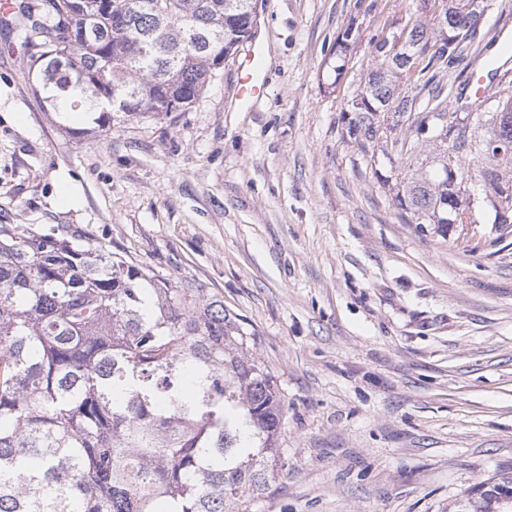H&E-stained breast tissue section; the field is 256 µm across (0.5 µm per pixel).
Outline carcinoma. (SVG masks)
<instances>
[{"mask_svg": "<svg viewBox=\"0 0 512 512\" xmlns=\"http://www.w3.org/2000/svg\"><path fill=\"white\" fill-rule=\"evenodd\" d=\"M482 3L410 16L402 43L372 36L341 115L407 223L445 242L453 224L512 227V67L488 70L481 99L443 83ZM256 21L257 0H27L14 26L51 105L104 124L185 111ZM284 417L223 299L81 230L0 223V512H241L282 471ZM504 488L478 482L465 512H512Z\"/></svg>", "mask_w": 512, "mask_h": 512, "instance_id": "1", "label": "carcinoma"}]
</instances>
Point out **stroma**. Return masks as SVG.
Masks as SVG:
<instances>
[{"label":"stroma","mask_w":512,"mask_h":512,"mask_svg":"<svg viewBox=\"0 0 512 512\" xmlns=\"http://www.w3.org/2000/svg\"><path fill=\"white\" fill-rule=\"evenodd\" d=\"M257 5V102L243 44L186 111L103 127L50 110L0 22V222L85 229L247 322L286 405L282 474L247 512H459L512 471V233L406 223L341 122L370 38L423 2ZM506 29L512 0H491L470 66ZM246 69L242 77L240 96L246 101L257 100L264 90V83L261 79V60L258 53L251 50L245 56Z\"/></svg>","instance_id":"obj_1"}]
</instances>
